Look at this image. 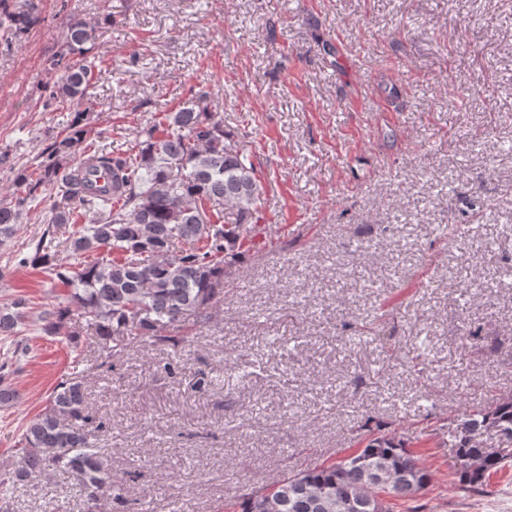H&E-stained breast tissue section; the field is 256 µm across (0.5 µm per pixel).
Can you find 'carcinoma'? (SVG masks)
Wrapping results in <instances>:
<instances>
[{"instance_id": "obj_1", "label": "carcinoma", "mask_w": 512, "mask_h": 512, "mask_svg": "<svg viewBox=\"0 0 512 512\" xmlns=\"http://www.w3.org/2000/svg\"><path fill=\"white\" fill-rule=\"evenodd\" d=\"M92 41L74 21L48 59L51 74L44 106L68 104L66 135L53 138L37 171L12 169L14 196L0 200V238L9 237L24 213L56 184L64 188L51 208L49 226L33 241L31 262L51 269L59 241L56 228L88 223L69 238L80 259L70 275L56 272L69 288L65 301L40 316V333L57 336L76 310L103 348L132 341L175 346L171 332L200 317L220 293L224 266L241 256L250 225L265 221L264 186L252 156L224 131V118L204 108L183 107L141 128L131 152L85 144L88 112L80 109L95 80V67L80 60ZM0 310V335L12 339L13 356L29 348L18 327L25 314ZM96 420L82 381L55 386L44 412L20 439V465L0 493L52 468L79 477L90 501L124 503L88 426ZM448 446L463 467L459 482L477 490L492 473L512 466V395L487 408L464 409L448 426ZM430 475L404 446L380 434L354 454L328 466L291 474L275 485L244 495L234 512H389L384 496L413 500Z\"/></svg>"}]
</instances>
